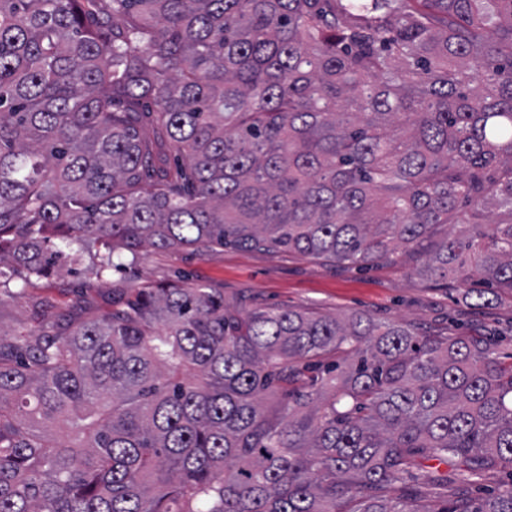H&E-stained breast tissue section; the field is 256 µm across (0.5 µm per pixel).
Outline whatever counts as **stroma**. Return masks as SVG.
Here are the masks:
<instances>
[{"label": "stroma", "instance_id": "35a3bbf8", "mask_svg": "<svg viewBox=\"0 0 512 512\" xmlns=\"http://www.w3.org/2000/svg\"><path fill=\"white\" fill-rule=\"evenodd\" d=\"M103 248L89 242L74 247L49 276L15 279L10 291H0V330L13 333L45 324L111 312L112 299L141 286L164 285L181 275L200 285L224 291L229 310L240 307H282L347 317L363 313L378 321L405 323L425 333L494 336L500 357L512 355V295L499 293L490 308H475L465 289L446 290L416 272L408 253L361 270L304 257L283 249L256 251L216 247L204 255L170 253L149 248L130 269L111 268L102 275L90 267ZM456 462L416 459L412 472L442 475L439 484L422 485L427 502L437 505L458 496L488 497L512 475L492 466L459 478Z\"/></svg>", "mask_w": 512, "mask_h": 512}]
</instances>
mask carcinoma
Here are the masks:
<instances>
[{"instance_id":"cac0c4a2","label":"carcinoma","mask_w":512,"mask_h":512,"mask_svg":"<svg viewBox=\"0 0 512 512\" xmlns=\"http://www.w3.org/2000/svg\"><path fill=\"white\" fill-rule=\"evenodd\" d=\"M90 239L512 293V0H0V288ZM419 455L512 475L491 344L189 283L0 333V512H431Z\"/></svg>"}]
</instances>
